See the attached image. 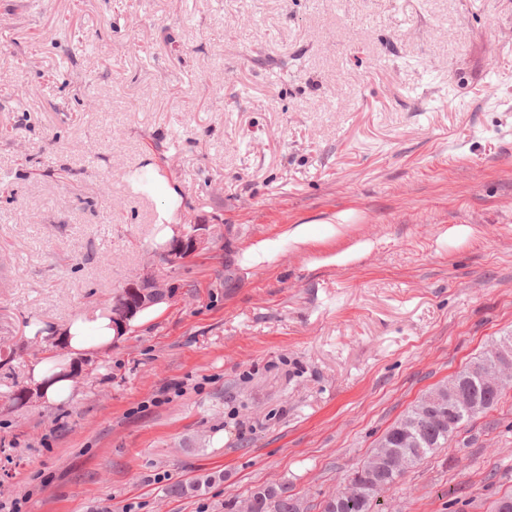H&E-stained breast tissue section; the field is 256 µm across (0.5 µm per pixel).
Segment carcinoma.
Masks as SVG:
<instances>
[{"instance_id":"cac0c4a2","label":"carcinoma","mask_w":512,"mask_h":512,"mask_svg":"<svg viewBox=\"0 0 512 512\" xmlns=\"http://www.w3.org/2000/svg\"><path fill=\"white\" fill-rule=\"evenodd\" d=\"M201 243L202 233L198 225L186 224L181 235L160 244L158 250L162 257L181 249L191 253ZM166 292L167 289L156 280L148 286L138 284L134 288H123L112 298L108 317L121 328L154 305ZM503 362L512 363V336L500 337L492 349L417 400L386 431L354 473L352 481L359 484L360 495L353 496L346 488L341 491V505H336V496H330L323 501L322 512H373L385 489L396 485L427 455L444 447L476 415L495 408L503 392L490 389L473 369H490ZM43 398L45 393L39 385L22 386L10 395L13 402L22 405ZM394 459L401 464L398 472L389 465ZM238 508L245 512H300L293 496L283 489L273 488L255 490Z\"/></svg>"}]
</instances>
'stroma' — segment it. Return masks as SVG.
I'll list each match as a JSON object with an SVG mask.
<instances>
[{"mask_svg":"<svg viewBox=\"0 0 512 512\" xmlns=\"http://www.w3.org/2000/svg\"><path fill=\"white\" fill-rule=\"evenodd\" d=\"M10 2L1 504L225 512L271 486L321 512L408 407L512 335V0ZM340 212L341 235L243 264ZM187 224L205 242L169 269L155 245ZM146 268L171 293L111 347L31 341L28 321L105 314ZM52 356L73 381L13 403ZM510 491L512 390L381 501L490 512Z\"/></svg>","mask_w":512,"mask_h":512,"instance_id":"35a3bbf8","label":"stroma"}]
</instances>
